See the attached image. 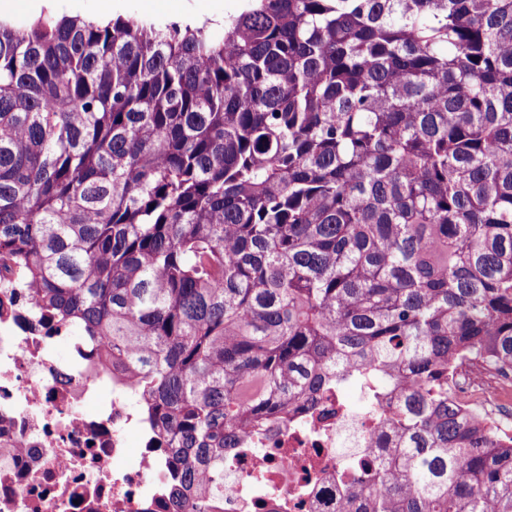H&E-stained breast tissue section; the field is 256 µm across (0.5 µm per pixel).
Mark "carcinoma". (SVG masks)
I'll list each match as a JSON object with an SVG mask.
<instances>
[{"instance_id": "obj_1", "label": "carcinoma", "mask_w": 512, "mask_h": 512, "mask_svg": "<svg viewBox=\"0 0 512 512\" xmlns=\"http://www.w3.org/2000/svg\"><path fill=\"white\" fill-rule=\"evenodd\" d=\"M244 2L0 21V253L129 373L176 512L357 385L337 512H512V439L448 395L512 372V0ZM103 12L94 20L107 23L117 16L141 17L156 22H182L185 17L196 15L200 6H204L210 18H206L219 28L224 16L237 13L243 0H103Z\"/></svg>"}]
</instances>
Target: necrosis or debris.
<instances>
[{"label": "necrosis or debris", "mask_w": 512, "mask_h": 512, "mask_svg": "<svg viewBox=\"0 0 512 512\" xmlns=\"http://www.w3.org/2000/svg\"><path fill=\"white\" fill-rule=\"evenodd\" d=\"M449 393L512 437V375L466 358L450 371ZM372 431L343 410L250 436L224 468V512H336L337 462ZM133 434L139 456L128 466ZM170 475L132 385L116 379L100 344L47 329L29 281L0 256V512H173Z\"/></svg>", "instance_id": "necrosis-or-debris-1"}]
</instances>
